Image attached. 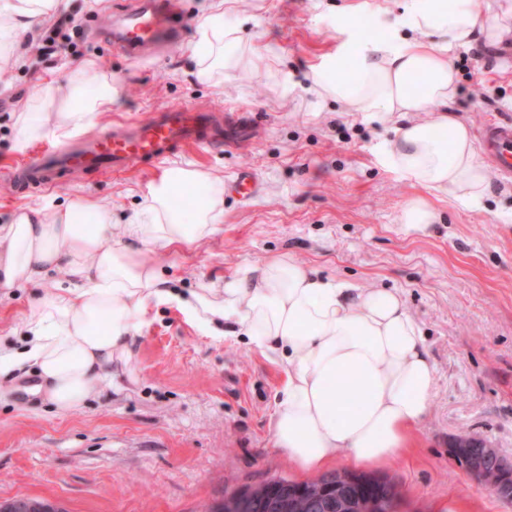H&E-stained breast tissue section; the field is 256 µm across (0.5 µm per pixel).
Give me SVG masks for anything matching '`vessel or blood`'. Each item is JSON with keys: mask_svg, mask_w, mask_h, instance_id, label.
I'll list each match as a JSON object with an SVG mask.
<instances>
[{"mask_svg": "<svg viewBox=\"0 0 512 512\" xmlns=\"http://www.w3.org/2000/svg\"><path fill=\"white\" fill-rule=\"evenodd\" d=\"M110 34L115 50L144 60L182 44L187 21L177 0H130L115 14ZM245 142L243 128L225 124L215 112L183 104L157 110L141 120L113 123L84 135L78 145L65 144L42 153L38 165L15 163L13 172L23 195L60 184L78 171L120 174L193 146H241ZM483 144L500 177L511 183L512 120L487 126Z\"/></svg>", "mask_w": 512, "mask_h": 512, "instance_id": "1", "label": "vessel or blood"}]
</instances>
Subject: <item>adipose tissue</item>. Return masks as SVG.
Instances as JSON below:
<instances>
[{"mask_svg":"<svg viewBox=\"0 0 512 512\" xmlns=\"http://www.w3.org/2000/svg\"><path fill=\"white\" fill-rule=\"evenodd\" d=\"M480 15L479 0H414L404 22L410 35L401 44L370 40L312 71L316 96L391 124L389 166L428 192L403 209L401 222L410 233L434 223L431 198L469 205L487 192L488 173L470 130L448 114L456 81L448 53L472 42ZM198 33L195 54L204 60L218 54L225 68L236 66L239 38L224 23L222 0L210 4ZM347 65L354 79L342 78ZM44 91L64 110L51 126L43 113H25L19 144L72 136L114 100L108 85L75 110L78 84L53 80ZM409 112L417 120L404 121ZM223 195V181L171 165L148 184L142 213L126 232L146 246L195 244L216 231ZM55 269L66 272L69 287L52 289L30 308L31 345L18 356L0 354V371L35 366L46 401L68 412L96 385L131 376L141 318L164 291L140 253L114 244L105 208L90 201L0 225V293ZM196 301L284 370L272 431L290 461L319 470L343 456L361 467L391 462L408 450L430 411L435 366L397 289L334 282L277 255L243 267L223 287L202 289Z\"/></svg>","mask_w":512,"mask_h":512,"instance_id":"adipose-tissue-1","label":"adipose tissue"}]
</instances>
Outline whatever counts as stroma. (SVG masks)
Segmentation results:
<instances>
[{
  "mask_svg": "<svg viewBox=\"0 0 512 512\" xmlns=\"http://www.w3.org/2000/svg\"><path fill=\"white\" fill-rule=\"evenodd\" d=\"M114 3L66 0L0 36V224L44 207L101 204L115 240L141 253L167 296L139 328L132 379L96 386L78 409L59 412L43 400L33 369L0 376V497L43 498L67 512H199L275 476L312 479L274 445L283 369L190 305L199 288L223 287L242 266L285 254L360 288L398 289L424 333L435 364L431 411L414 448L377 469L401 488L398 512H438L451 497L466 512H512V502L469 479L448 454L465 435L512 459V184L495 174L477 204L435 200L437 224L406 233L402 210L422 190L387 164L393 131L308 91L326 54L372 35L395 40L410 0H226L224 22L238 28L244 62L207 79L193 52L206 0H181L191 21L185 42L140 63L93 34L109 26ZM58 16L82 30L77 50L22 62L27 40ZM450 58L448 111L473 137L512 119L511 19L499 45L480 38ZM48 77L117 88L91 131L194 104L247 116L255 135L242 147L177 152L132 173L78 172L62 187L20 197L7 165L58 145L16 141L24 108L49 111ZM174 162L227 183L251 170L259 193L247 203L225 194L222 224L189 247L140 245L123 227L140 213L147 184ZM56 285L68 287L65 273L0 298V347L21 348L25 312Z\"/></svg>",
  "mask_w": 512,
  "mask_h": 512,
  "instance_id": "1",
  "label": "stroma"
}]
</instances>
